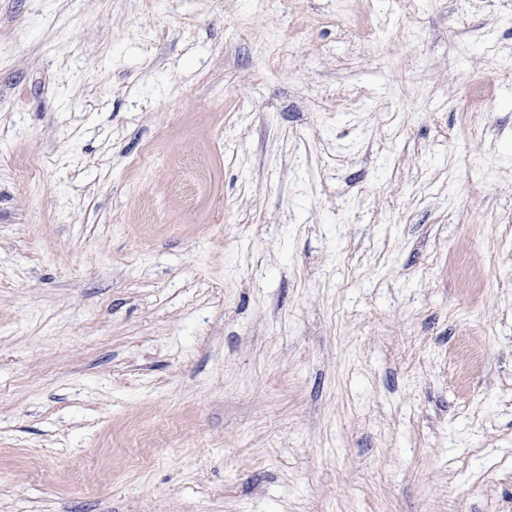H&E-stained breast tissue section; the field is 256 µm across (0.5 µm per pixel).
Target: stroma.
I'll return each mask as SVG.
<instances>
[{
  "mask_svg": "<svg viewBox=\"0 0 512 512\" xmlns=\"http://www.w3.org/2000/svg\"><path fill=\"white\" fill-rule=\"evenodd\" d=\"M0 512H512V0H0Z\"/></svg>",
  "mask_w": 512,
  "mask_h": 512,
  "instance_id": "35a3bbf8",
  "label": "stroma"
}]
</instances>
